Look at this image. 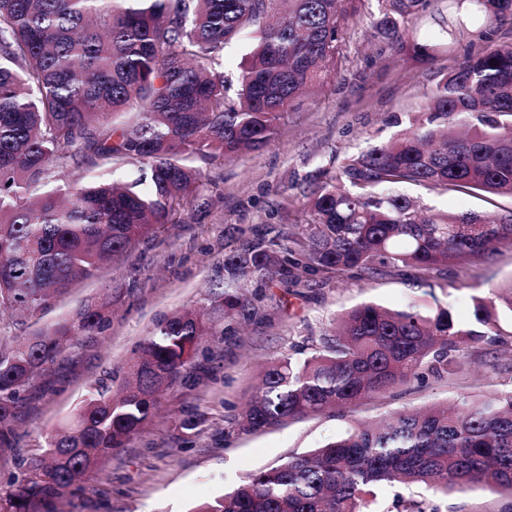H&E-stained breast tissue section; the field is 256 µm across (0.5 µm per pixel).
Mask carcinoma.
Returning <instances> with one entry per match:
<instances>
[{
    "mask_svg": "<svg viewBox=\"0 0 512 512\" xmlns=\"http://www.w3.org/2000/svg\"><path fill=\"white\" fill-rule=\"evenodd\" d=\"M362 0H0V308L42 309L73 278L167 223L203 178L196 160L234 159L263 148L305 91L344 58L343 33ZM427 0H385L376 23L398 52L432 58L402 28ZM460 29L512 18V0H450ZM249 41L236 98L220 69L224 48ZM133 108L130 126L109 115ZM138 160L150 175L70 183L89 160ZM473 190L512 198V43L489 45L437 85L418 127L352 156L313 192L297 248L279 238L243 241L225 255L230 283L274 269L356 270L372 278L413 267L429 274L466 257L484 263L512 247V213L423 212L391 192ZM296 255L288 261L284 253ZM472 320L413 301L369 302L341 314L334 339L302 360L271 363L239 424L259 433L336 409L354 413L374 395L431 376L449 379L468 348L495 344L512 318V282L469 295ZM107 321L87 309L52 336L0 351V433L20 391L72 334ZM214 317L185 310L156 325L117 392L90 391L46 453L21 459L22 480L0 512H57L85 496L86 478L153 418L157 397L212 335ZM398 484L433 494L483 486L512 512V391L463 395L452 405L401 410L247 474L194 512H369L377 491Z\"/></svg>",
    "mask_w": 512,
    "mask_h": 512,
    "instance_id": "obj_1",
    "label": "carcinoma"
}]
</instances>
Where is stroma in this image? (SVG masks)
I'll list each match as a JSON object with an SVG mask.
<instances>
[{"instance_id": "1", "label": "stroma", "mask_w": 512, "mask_h": 512, "mask_svg": "<svg viewBox=\"0 0 512 512\" xmlns=\"http://www.w3.org/2000/svg\"><path fill=\"white\" fill-rule=\"evenodd\" d=\"M380 8L379 0H364L344 34L345 68L296 102L264 149L203 164V185L185 210L126 257L49 298L37 314L0 311V347L5 348L15 337L53 333L88 307H106L110 315L97 335L72 336L24 392L12 437L0 445V490L22 479L19 457L44 452L47 438L100 381L122 386L128 362L159 320L223 298L225 254L258 231L293 243L312 221L306 207L312 190L325 185L347 158L408 128L443 76L467 55L491 42H512V20L477 23L462 35L442 33L448 0H429L425 10L409 18L406 38L431 45L434 58L416 59L376 37ZM400 192L432 212L512 211L507 197L431 192L413 185ZM294 273L298 282L293 286L276 275L245 283L246 310L228 316L216 312V333L203 342L190 373L164 389L153 420L91 475L93 493L73 500L69 512H190L246 474L336 438L355 419L451 402L466 393L512 390V325L507 324L498 343L469 348L467 365L453 379H431L374 396L353 417L330 412L262 434L241 432V407L268 361L286 355L301 359L321 349L337 315L365 302L394 307L412 299L425 308H450L457 319L470 318L472 305L459 285L484 291L511 283L512 248H501L480 265L452 262L428 275L394 271L367 280L311 275L300 267ZM187 408L204 418L191 435L179 428ZM430 503L439 512H499L501 507L499 496L481 487L434 496Z\"/></svg>"}]
</instances>
